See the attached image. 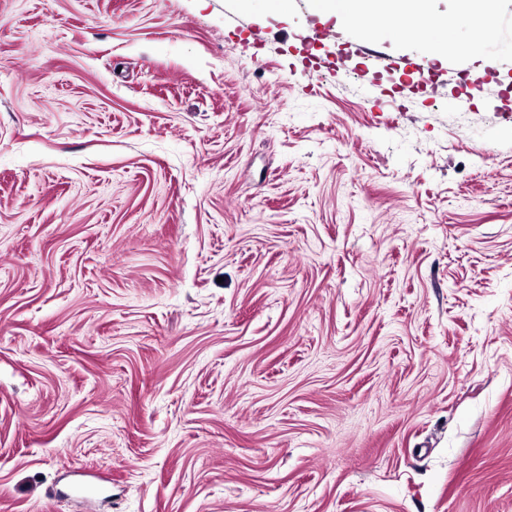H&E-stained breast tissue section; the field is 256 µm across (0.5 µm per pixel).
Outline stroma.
<instances>
[{
  "label": "stroma",
  "mask_w": 512,
  "mask_h": 512,
  "mask_svg": "<svg viewBox=\"0 0 512 512\" xmlns=\"http://www.w3.org/2000/svg\"><path fill=\"white\" fill-rule=\"evenodd\" d=\"M312 4L0 0V512H512V0ZM378 0H315V7L322 13L343 19L348 15H358L368 33L378 34L392 21ZM411 10L406 17L405 23H409V18L415 16V30L411 33V29L404 28L403 35L411 37L417 30L427 29L430 34L431 57L433 59L443 61L448 54V49L454 45L453 41L448 38L451 33L449 23L442 21L432 10V0H410ZM431 35L433 37L431 38Z\"/></svg>",
  "instance_id": "obj_1"
}]
</instances>
